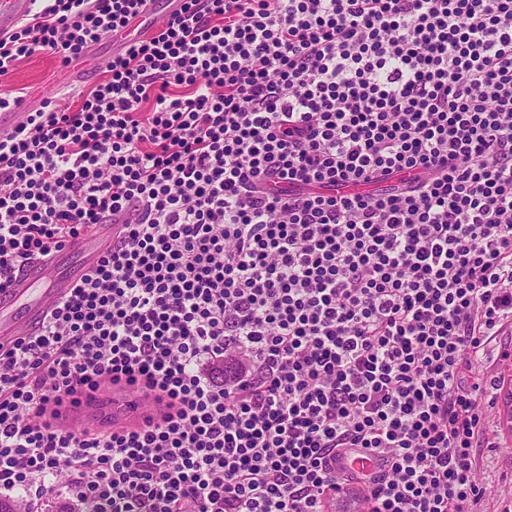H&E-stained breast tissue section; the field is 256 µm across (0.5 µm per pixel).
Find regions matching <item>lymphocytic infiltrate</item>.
<instances>
[{
  "label": "lymphocytic infiltrate",
  "mask_w": 512,
  "mask_h": 512,
  "mask_svg": "<svg viewBox=\"0 0 512 512\" xmlns=\"http://www.w3.org/2000/svg\"><path fill=\"white\" fill-rule=\"evenodd\" d=\"M32 0L0 80L126 40L0 138V292L120 232L0 353V495L109 512H479L512 324V0ZM368 192L354 193L357 185ZM350 194H342V187ZM115 385L146 430H74ZM361 449L369 472L337 458Z\"/></svg>",
  "instance_id": "lymphocytic-infiltrate-1"
}]
</instances>
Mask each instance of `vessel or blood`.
I'll return each instance as SVG.
<instances>
[{"mask_svg": "<svg viewBox=\"0 0 512 512\" xmlns=\"http://www.w3.org/2000/svg\"><path fill=\"white\" fill-rule=\"evenodd\" d=\"M32 9V0H0V38ZM118 230L114 224H95L78 238L70 240L66 249L79 257L78 266L59 269L55 257L36 259L26 264L7 291L0 293V350L12 348L17 338L40 332L54 302L67 296L84 275L96 265L103 248ZM155 406L146 404L122 386L112 389V426L134 429L153 416Z\"/></svg>", "mask_w": 512, "mask_h": 512, "instance_id": "1", "label": "vessel or blood"}]
</instances>
